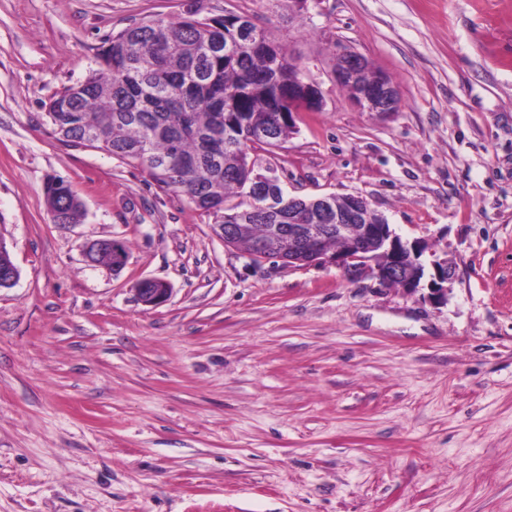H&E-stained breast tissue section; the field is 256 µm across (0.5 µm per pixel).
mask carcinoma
Masks as SVG:
<instances>
[{
    "label": "carcinoma",
    "mask_w": 512,
    "mask_h": 512,
    "mask_svg": "<svg viewBox=\"0 0 512 512\" xmlns=\"http://www.w3.org/2000/svg\"><path fill=\"white\" fill-rule=\"evenodd\" d=\"M238 21L189 12L134 23L108 39L98 69L57 94L45 116L61 141L140 168L208 223L249 225L237 245L253 255L270 226L288 224L290 211H308L288 205L281 186L267 208L242 200L250 152L279 148L293 132V65L272 33L252 21L251 39L236 41ZM46 194L49 208L64 204L69 219L81 222L83 203L70 183L50 184Z\"/></svg>",
    "instance_id": "carcinoma-1"
}]
</instances>
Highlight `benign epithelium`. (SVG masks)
Wrapping results in <instances>:
<instances>
[{
	"label": "benign epithelium",
	"mask_w": 512,
	"mask_h": 512,
	"mask_svg": "<svg viewBox=\"0 0 512 512\" xmlns=\"http://www.w3.org/2000/svg\"><path fill=\"white\" fill-rule=\"evenodd\" d=\"M336 84L352 88L350 100L363 112H394L398 109V90L385 74L374 71L370 83L361 80L366 60L342 45L336 46ZM321 106L319 88L304 79L302 68L295 65L288 79V111L317 112ZM244 183L250 195L262 198L271 194V187L279 183L276 170L271 167L255 169L248 166ZM312 223L290 224L288 233L273 228V243L264 250L273 254L262 256L259 262L288 263L290 266L335 265L356 279L371 278L379 282L395 280L400 288L414 294L428 289L427 298L434 305L448 302L455 280V268L445 259L430 253L431 260L424 261L427 246L418 240L408 241L390 228L386 219L374 215L366 198L348 195L338 203L334 195L313 197ZM109 246L112 253L111 269L118 271L126 265L128 255L120 242L95 241L85 251L86 262L96 264L95 252ZM433 271L427 284H421L425 270ZM135 291L146 306H157L171 296V288L162 281L144 280Z\"/></svg>",
	"instance_id": "1"
}]
</instances>
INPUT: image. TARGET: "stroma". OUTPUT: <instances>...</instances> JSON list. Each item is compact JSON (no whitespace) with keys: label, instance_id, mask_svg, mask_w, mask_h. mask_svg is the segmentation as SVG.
Masks as SVG:
<instances>
[{"label":"stroma","instance_id":"stroma-1","mask_svg":"<svg viewBox=\"0 0 512 512\" xmlns=\"http://www.w3.org/2000/svg\"><path fill=\"white\" fill-rule=\"evenodd\" d=\"M191 9L270 28L321 90L254 159L426 241L447 304L252 269L184 197L52 134L105 40ZM340 44L397 111L337 86ZM52 178L81 223H52ZM111 239L125 267L88 264ZM0 241V512H512V0H0ZM144 280L169 300L143 305ZM47 203L49 211L55 209L65 203L69 219L74 223L78 224L84 215L82 210L83 203L75 193L72 185L69 182H61V185L54 187L50 183L47 187ZM106 245L110 247L112 253V265H109L111 269L114 271L123 269V267L126 265L128 258L127 250L125 246L122 244V248L126 252L125 253L121 248L120 242L114 240L95 241L89 244L85 251L86 262L93 265H97V262L93 260V256L99 248L104 247ZM135 291L139 300L146 306H157L171 296V288L162 281L144 280L137 284Z\"/></svg>","mask_w":512,"mask_h":512}]
</instances>
